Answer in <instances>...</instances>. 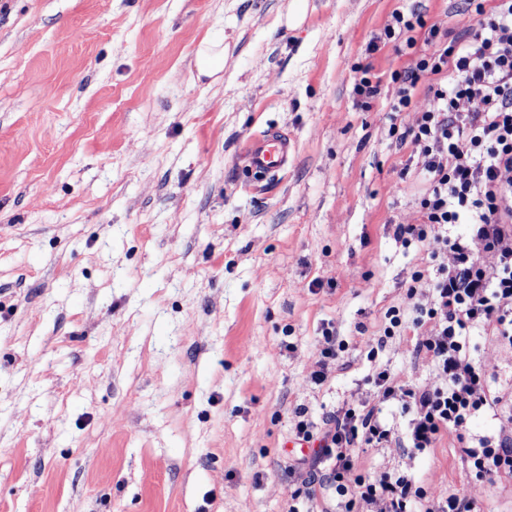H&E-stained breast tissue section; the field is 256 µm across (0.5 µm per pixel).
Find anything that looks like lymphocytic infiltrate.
Listing matches in <instances>:
<instances>
[{"label":"lymphocytic infiltrate","mask_w":512,"mask_h":512,"mask_svg":"<svg viewBox=\"0 0 512 512\" xmlns=\"http://www.w3.org/2000/svg\"><path fill=\"white\" fill-rule=\"evenodd\" d=\"M476 24L447 37L425 27L417 14L393 13L386 38L406 48L426 30V50L397 72L390 121L415 111L414 124L397 138L424 175L417 202L419 221L395 225L402 247L427 250L433 277L412 275V310L389 309L378 335L368 337L370 355L388 340L412 337L413 353L426 362L420 383L398 380L386 366L368 378L369 388L313 420L297 409L291 434L314 444L291 472L297 488L289 512H314L330 499L336 512H477L473 498L416 480L404 470L364 472L359 449L409 448L419 456L452 438L470 477L488 483L512 481V388L499 384L473 357V339L487 336L512 348V0H465ZM465 232H457V225ZM347 344L333 323H324L309 374L323 385ZM401 409L405 428L384 415ZM480 417L497 423L487 435L471 432Z\"/></svg>","instance_id":"obj_1"}]
</instances>
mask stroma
<instances>
[{
	"label": "stroma",
	"mask_w": 512,
	"mask_h": 512,
	"mask_svg": "<svg viewBox=\"0 0 512 512\" xmlns=\"http://www.w3.org/2000/svg\"><path fill=\"white\" fill-rule=\"evenodd\" d=\"M413 9L475 23L464 0H0V512H288L296 409L380 365L425 380L409 339L362 345L429 267L393 237L425 184L389 133L412 55L381 36ZM267 129L291 157L257 181ZM329 321L349 349L317 386ZM363 457L512 512L451 448ZM224 64V47L219 43L204 42L198 49L195 67L199 76L212 77ZM290 145L288 137L277 132L254 136L244 153L247 171L257 179L277 175L288 167Z\"/></svg>",
	"instance_id": "obj_1"
}]
</instances>
